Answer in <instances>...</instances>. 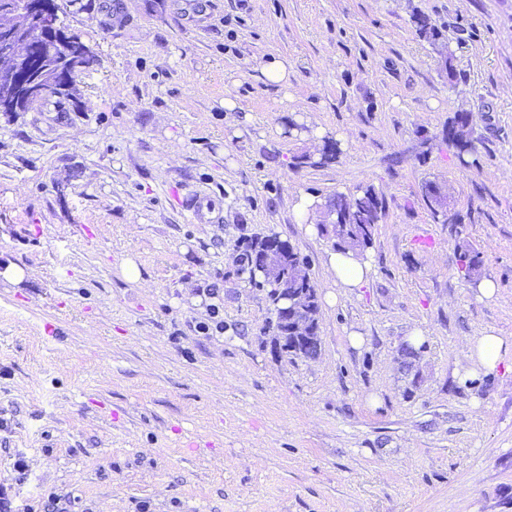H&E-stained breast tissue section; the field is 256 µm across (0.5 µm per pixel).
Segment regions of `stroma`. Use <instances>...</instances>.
I'll return each instance as SVG.
<instances>
[{
  "mask_svg": "<svg viewBox=\"0 0 512 512\" xmlns=\"http://www.w3.org/2000/svg\"><path fill=\"white\" fill-rule=\"evenodd\" d=\"M57 3L94 65L64 104L0 113V271L28 274L0 278L15 506L48 488L59 512H512V351L468 378L462 343L512 341V0ZM457 112L481 169L442 139ZM318 137L339 161L296 166ZM429 181L463 226L433 221ZM365 184L384 201L374 273L340 291L295 206ZM198 197L215 211L195 222ZM460 228L493 298L457 269ZM269 232L307 259L316 359L276 352L267 294L238 273Z\"/></svg>",
  "mask_w": 512,
  "mask_h": 512,
  "instance_id": "obj_1",
  "label": "stroma"
}]
</instances>
